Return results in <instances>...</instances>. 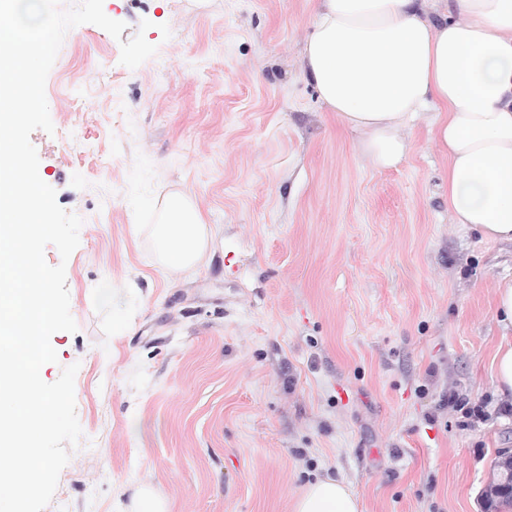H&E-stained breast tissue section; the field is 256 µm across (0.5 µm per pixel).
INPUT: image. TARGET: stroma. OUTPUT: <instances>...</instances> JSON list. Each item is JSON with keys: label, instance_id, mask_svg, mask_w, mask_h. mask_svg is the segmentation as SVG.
Returning a JSON list of instances; mask_svg holds the SVG:
<instances>
[{"label": "stroma", "instance_id": "1", "mask_svg": "<svg viewBox=\"0 0 512 512\" xmlns=\"http://www.w3.org/2000/svg\"><path fill=\"white\" fill-rule=\"evenodd\" d=\"M120 38L69 30L46 82L41 179L83 224L65 264L81 439L44 512H292L330 475L364 512H482L512 448L496 392L495 285L512 243L454 223L430 113L375 168L302 71L312 0H104ZM149 20L157 53L120 43ZM169 25L163 37L161 25ZM190 192L211 232L196 270L154 263L150 208ZM124 288L122 318L94 299ZM452 396L441 407L443 396ZM306 452L297 459L296 449ZM129 512H169V508L154 495L150 485L144 483L138 489Z\"/></svg>", "mask_w": 512, "mask_h": 512}]
</instances>
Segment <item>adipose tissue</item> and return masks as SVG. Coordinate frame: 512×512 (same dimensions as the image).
<instances>
[{
    "label": "adipose tissue",
    "instance_id": "1",
    "mask_svg": "<svg viewBox=\"0 0 512 512\" xmlns=\"http://www.w3.org/2000/svg\"><path fill=\"white\" fill-rule=\"evenodd\" d=\"M303 73L322 106L374 167L408 153L402 135L433 110L431 133L448 160V208L455 223L489 241L512 242V0H448L439 19L420 0H315ZM149 227L155 262L178 276L199 266L210 229L194 198L157 199ZM503 330L494 355L497 387L512 395V279L498 282ZM293 512H362L357 493L332 477L310 482Z\"/></svg>",
    "mask_w": 512,
    "mask_h": 512
}]
</instances>
